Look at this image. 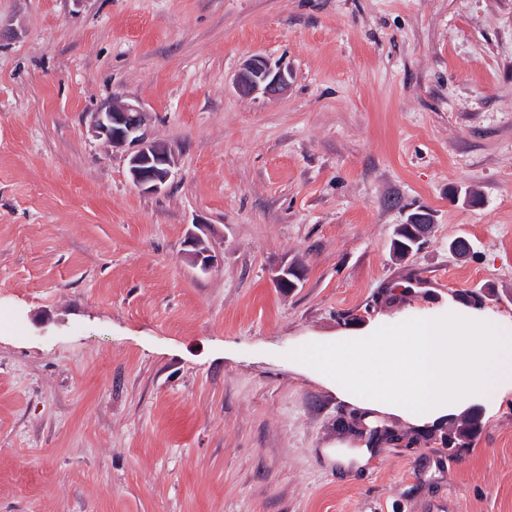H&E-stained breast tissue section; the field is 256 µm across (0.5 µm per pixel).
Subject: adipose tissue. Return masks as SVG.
<instances>
[{"label": "adipose tissue", "instance_id": "adipose-tissue-1", "mask_svg": "<svg viewBox=\"0 0 512 512\" xmlns=\"http://www.w3.org/2000/svg\"><path fill=\"white\" fill-rule=\"evenodd\" d=\"M293 365L341 403L432 428L512 400V318L451 297L310 337Z\"/></svg>", "mask_w": 512, "mask_h": 512}]
</instances>
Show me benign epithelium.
Wrapping results in <instances>:
<instances>
[{
  "label": "benign epithelium",
  "mask_w": 512,
  "mask_h": 512,
  "mask_svg": "<svg viewBox=\"0 0 512 512\" xmlns=\"http://www.w3.org/2000/svg\"><path fill=\"white\" fill-rule=\"evenodd\" d=\"M291 71L272 63L261 55L245 60L234 79L236 89L247 96L261 93L267 97L280 95L289 84ZM89 132L107 146L125 152L128 171L134 185L143 192L162 190L172 176L174 161L167 147L151 139L146 130V111L141 105L115 98L105 107L91 113ZM408 223L414 224L413 244L420 248L433 226L426 215H413ZM186 247L197 251L196 264L208 271L217 264V255L204 233L190 232Z\"/></svg>",
  "instance_id": "1"
}]
</instances>
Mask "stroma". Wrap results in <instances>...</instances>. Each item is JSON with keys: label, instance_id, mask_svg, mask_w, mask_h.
<instances>
[{"label": "stroma", "instance_id": "1", "mask_svg": "<svg viewBox=\"0 0 512 512\" xmlns=\"http://www.w3.org/2000/svg\"><path fill=\"white\" fill-rule=\"evenodd\" d=\"M252 55L283 96L236 91ZM116 97L161 192L89 131ZM401 283L512 317V0H0V512H512L511 404L452 449L291 363ZM89 131L112 150H124L134 185L143 192L162 190L172 176L174 161L167 147L151 139L141 105L115 98L91 112ZM201 233L190 232L186 239V247L194 248L197 251L196 254V266H200L202 271H208L217 264V255L210 245L208 237H204L205 229L199 225Z\"/></svg>", "mask_w": 512, "mask_h": 512}]
</instances>
